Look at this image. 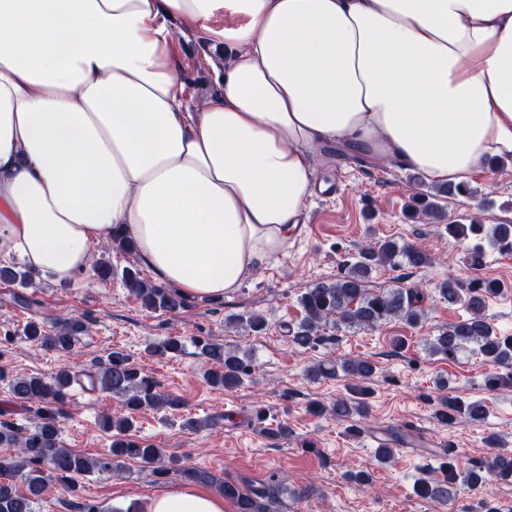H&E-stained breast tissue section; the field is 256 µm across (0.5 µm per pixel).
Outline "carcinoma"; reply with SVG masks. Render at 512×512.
<instances>
[{
	"instance_id": "obj_1",
	"label": "carcinoma",
	"mask_w": 512,
	"mask_h": 512,
	"mask_svg": "<svg viewBox=\"0 0 512 512\" xmlns=\"http://www.w3.org/2000/svg\"><path fill=\"white\" fill-rule=\"evenodd\" d=\"M448 233L455 237L467 238L469 234L486 232L489 241L502 248L512 250V224H493L484 228L482 224H448ZM402 260L412 269L427 266L430 257L417 243L388 239L372 243L359 252L354 261L345 264L344 272L332 282H310L302 288L298 302L305 316L297 330L290 334V343L299 349L316 347L324 341L323 328L333 325L339 329H376L394 320L410 326L418 325L423 317V305L427 296L424 289L395 287L375 291L368 288L372 274L379 266L394 265ZM122 278L130 292L150 310L178 312L185 307L184 298L176 291L154 285L140 276L135 267H126ZM0 280L27 287L28 272L14 267H0ZM502 289L494 280L464 285L450 279L441 284L439 294L453 305L460 303L467 310V316L448 324L430 342V350L448 361L458 359L459 354L471 345L483 359L493 365L512 369V336H502L485 316L487 300ZM86 331V325L78 320H61L50 333H42L36 322L27 326V336L58 352L72 351L79 335ZM200 355L217 368L207 373V381L215 387L233 389L243 384L252 373L249 353L227 348L221 343L207 342L200 346ZM356 376L363 380L374 372L373 364L366 359L345 360L336 365L318 361L307 369V376L313 381L334 377L337 371ZM77 375L69 369H60L50 377L38 375H17L10 382V391L16 401L37 405L34 426L21 428L7 418L0 416V447L16 449V457L0 462L3 472H17L24 476L26 489L20 490L12 480L0 479V512H36V505L51 478L66 491L79 490L78 478L93 471L110 472L115 460H134L163 467L165 454L162 449L133 438L135 414L146 409L161 410L179 407V401L162 392L159 384L129 362L119 351H113L98 362L94 376L95 384L119 398L127 413L114 417L103 415V426L112 431L111 454L89 458L60 444L61 426L58 409L54 403L62 402L65 390L76 381ZM442 409L437 412L441 421L453 423L463 414L473 421L483 418L485 408L478 402L463 404L457 401H441ZM363 405L339 400L331 407L317 405L313 413L331 412L339 420H346L362 413ZM442 476L424 480L418 486L421 496L440 502L453 501L460 490L457 465L453 458L441 468ZM494 474L501 478L512 477V456L499 454L487 463L468 469L465 481L473 487L487 481ZM184 478L190 482L214 485L224 498L231 500L236 512H275L280 493L279 483L260 489H248L238 483L218 480L207 472L193 468L183 469Z\"/></svg>"
}]
</instances>
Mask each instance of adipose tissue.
Segmentation results:
<instances>
[{
  "mask_svg": "<svg viewBox=\"0 0 512 512\" xmlns=\"http://www.w3.org/2000/svg\"><path fill=\"white\" fill-rule=\"evenodd\" d=\"M173 18L227 56L194 109ZM326 142L433 182L511 160L512 0H0V255L33 272L68 281L118 230L160 281L231 294L287 251Z\"/></svg>",
  "mask_w": 512,
  "mask_h": 512,
  "instance_id": "adipose-tissue-1",
  "label": "adipose tissue"
}]
</instances>
